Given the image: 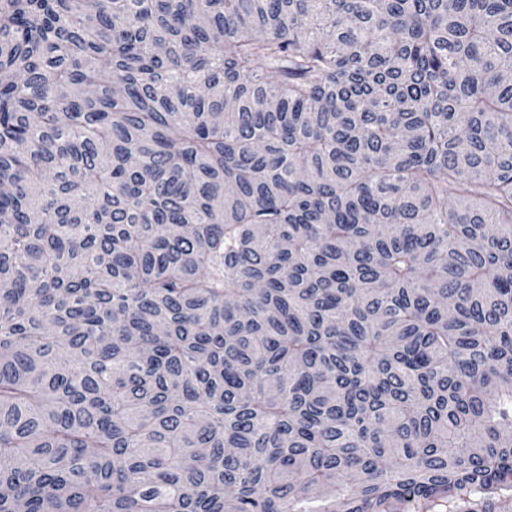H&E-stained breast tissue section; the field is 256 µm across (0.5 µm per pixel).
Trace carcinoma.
Instances as JSON below:
<instances>
[{
    "label": "carcinoma",
    "mask_w": 512,
    "mask_h": 512,
    "mask_svg": "<svg viewBox=\"0 0 512 512\" xmlns=\"http://www.w3.org/2000/svg\"><path fill=\"white\" fill-rule=\"evenodd\" d=\"M0 512H512V0H0Z\"/></svg>",
    "instance_id": "1"
}]
</instances>
